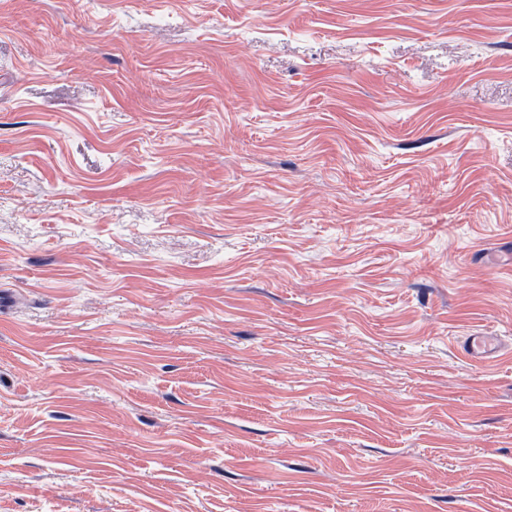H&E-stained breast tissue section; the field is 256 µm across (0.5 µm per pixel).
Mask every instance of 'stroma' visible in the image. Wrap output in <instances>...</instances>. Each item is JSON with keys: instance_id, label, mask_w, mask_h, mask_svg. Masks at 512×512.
I'll return each instance as SVG.
<instances>
[{"instance_id": "1", "label": "stroma", "mask_w": 512, "mask_h": 512, "mask_svg": "<svg viewBox=\"0 0 512 512\" xmlns=\"http://www.w3.org/2000/svg\"><path fill=\"white\" fill-rule=\"evenodd\" d=\"M508 252L512 0H0V512H512ZM497 337L484 332H473L465 336L462 348L475 363H482L496 353Z\"/></svg>"}]
</instances>
